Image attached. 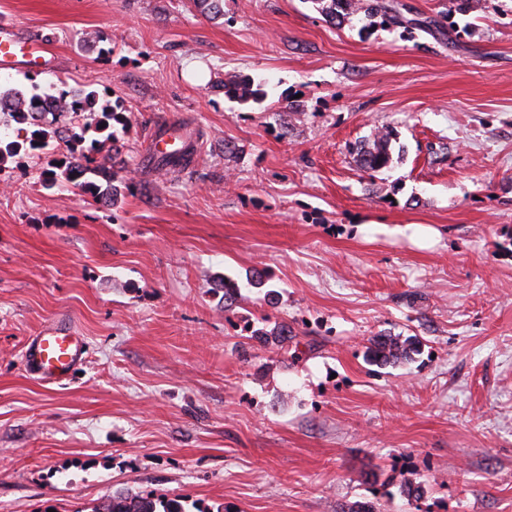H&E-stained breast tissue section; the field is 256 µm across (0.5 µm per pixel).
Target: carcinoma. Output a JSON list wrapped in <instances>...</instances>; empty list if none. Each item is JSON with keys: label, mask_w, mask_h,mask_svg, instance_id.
Wrapping results in <instances>:
<instances>
[{"label": "carcinoma", "mask_w": 512, "mask_h": 512, "mask_svg": "<svg viewBox=\"0 0 512 512\" xmlns=\"http://www.w3.org/2000/svg\"><path fill=\"white\" fill-rule=\"evenodd\" d=\"M319 6L320 12L329 20L341 19L344 0H311ZM355 11L363 12L366 17L379 16L382 23L388 26H400L402 18L393 9L381 0H357ZM266 82H255L250 78H240L236 75L224 82V90L232 94L243 103L250 101L260 103L266 97L264 86ZM54 95L60 99H72L70 111L76 115L88 114L91 121L73 126L69 135L65 136L69 155L54 163L51 169L45 172L44 181L53 187H64L73 181L75 174L84 178L81 189L96 201L113 205L121 195L117 186L112 183V171L108 166L109 156L102 154L107 142L115 140L114 127L124 124L126 116L122 107L109 101L100 99L94 90L82 88H58L50 94L37 85L29 91H22L15 87L0 86V112L7 114L17 125L25 126L26 135L12 136L8 132L0 131V166L21 155H28L33 151L45 148L49 141L59 134L50 125L38 123L34 116L32 106L44 97ZM164 134L179 139L183 143V150L165 154L156 162V168L174 169L181 161H190L193 154L189 136L180 133V130H162ZM395 136L393 130H385L376 134L368 141L361 142L356 148L355 162L358 168L365 173H380L391 168L392 156L390 152L391 140ZM250 339L263 344L283 345L288 336V324L283 322L272 330L264 328H251ZM416 352V342L408 337L404 340L398 336L380 334L370 339L368 347L369 361L377 366L396 365L412 358ZM94 512H187L178 498H153L150 496L130 495L117 493L112 495L103 504L94 509Z\"/></svg>", "instance_id": "cac0c4a2"}]
</instances>
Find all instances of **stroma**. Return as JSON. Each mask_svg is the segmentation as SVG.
<instances>
[{
  "mask_svg": "<svg viewBox=\"0 0 512 512\" xmlns=\"http://www.w3.org/2000/svg\"><path fill=\"white\" fill-rule=\"evenodd\" d=\"M389 2L404 26L336 27L311 0H224L218 18L195 0H0L58 57L0 83L94 89L129 118L117 204L44 186L57 140L0 170V512L116 493L512 512V0ZM229 74L267 81L265 100L225 95ZM170 125L196 152L166 173L147 153ZM385 127L392 168L371 177L354 147ZM397 224L441 238L383 233ZM58 319L88 353L51 385L22 355ZM281 322L284 350L244 330ZM380 333L419 351L370 365Z\"/></svg>",
  "mask_w": 512,
  "mask_h": 512,
  "instance_id": "obj_1",
  "label": "stroma"
}]
</instances>
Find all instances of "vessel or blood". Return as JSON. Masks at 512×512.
<instances>
[{
	"label": "vessel or blood",
	"instance_id": "b4317fda",
	"mask_svg": "<svg viewBox=\"0 0 512 512\" xmlns=\"http://www.w3.org/2000/svg\"><path fill=\"white\" fill-rule=\"evenodd\" d=\"M57 57L39 38L23 35L15 25H0V70H53ZM86 343L67 322L44 328L29 343L23 356L26 372L35 379L53 384L72 377L86 359Z\"/></svg>",
	"mask_w": 512,
	"mask_h": 512
}]
</instances>
